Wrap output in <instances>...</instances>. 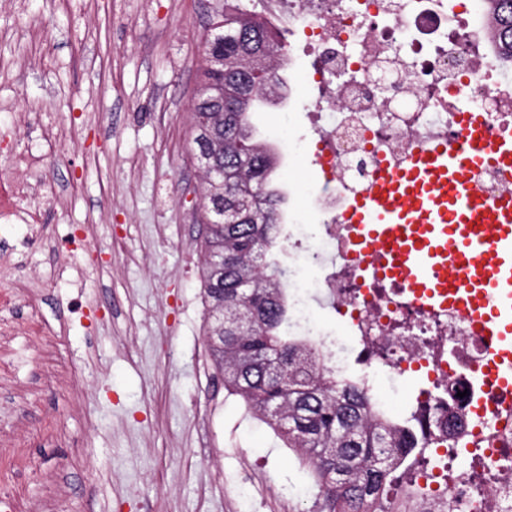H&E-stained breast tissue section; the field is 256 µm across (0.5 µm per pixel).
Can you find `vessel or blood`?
<instances>
[{
  "instance_id": "obj_1",
  "label": "vessel or blood",
  "mask_w": 512,
  "mask_h": 512,
  "mask_svg": "<svg viewBox=\"0 0 512 512\" xmlns=\"http://www.w3.org/2000/svg\"><path fill=\"white\" fill-rule=\"evenodd\" d=\"M490 160L512 171V140L488 145L476 128L455 147L416 150L356 197L347 222L374 277L428 309L462 312L492 340L489 373L511 389L512 192L481 194L476 176Z\"/></svg>"
}]
</instances>
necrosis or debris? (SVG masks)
<instances>
[{
  "mask_svg": "<svg viewBox=\"0 0 512 512\" xmlns=\"http://www.w3.org/2000/svg\"><path fill=\"white\" fill-rule=\"evenodd\" d=\"M483 0H262L256 22L310 62L311 94L293 83L283 105L301 110L316 137L289 138L284 156L310 150L323 178L317 224L288 203V288L295 335L312 341L336 378L384 401L406 374L423 372L415 437L448 420L447 445L416 457L411 512H512V390L495 388L488 357L459 311H426L363 269L345 215L385 167L414 149L458 144L471 126L486 141L512 136V63L493 59L478 23ZM319 276H312V269ZM322 298L350 311L351 329L322 331L306 312Z\"/></svg>",
  "mask_w": 512,
  "mask_h": 512,
  "instance_id": "necrosis-or-debris-1",
  "label": "necrosis or debris"
}]
</instances>
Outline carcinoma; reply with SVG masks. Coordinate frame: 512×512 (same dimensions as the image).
Masks as SVG:
<instances>
[{"mask_svg":"<svg viewBox=\"0 0 512 512\" xmlns=\"http://www.w3.org/2000/svg\"><path fill=\"white\" fill-rule=\"evenodd\" d=\"M495 49L512 59V0H490ZM224 71L203 62L193 103L191 149L224 139V176L204 175L208 226L202 246L208 345L224 388L243 399L307 465L326 512H381L414 448L411 414L397 421L374 398L319 372L312 348L288 332L286 272L278 256L286 195L276 178L279 151L254 113L282 84L274 53L284 45L250 16L222 13ZM224 86V111L212 97ZM273 359L279 374L267 371Z\"/></svg>","mask_w":512,"mask_h":512,"instance_id":"1","label":"carcinoma"}]
</instances>
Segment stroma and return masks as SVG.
Wrapping results in <instances>:
<instances>
[{"instance_id":"35a3bbf8","label":"stroma","mask_w":512,"mask_h":512,"mask_svg":"<svg viewBox=\"0 0 512 512\" xmlns=\"http://www.w3.org/2000/svg\"><path fill=\"white\" fill-rule=\"evenodd\" d=\"M218 9L0 0V173L29 181L0 219V512H318L207 351L190 107ZM318 179L289 163L304 212Z\"/></svg>"}]
</instances>
